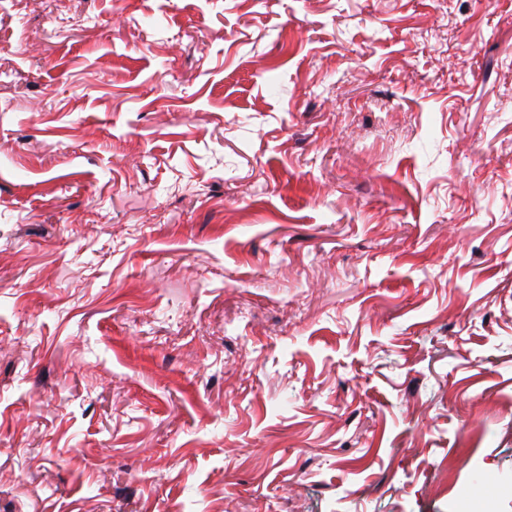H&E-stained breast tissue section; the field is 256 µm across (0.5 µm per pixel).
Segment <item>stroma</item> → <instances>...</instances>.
<instances>
[{"mask_svg": "<svg viewBox=\"0 0 512 512\" xmlns=\"http://www.w3.org/2000/svg\"><path fill=\"white\" fill-rule=\"evenodd\" d=\"M466 488L512 512V0H0V512Z\"/></svg>", "mask_w": 512, "mask_h": 512, "instance_id": "1", "label": "stroma"}]
</instances>
